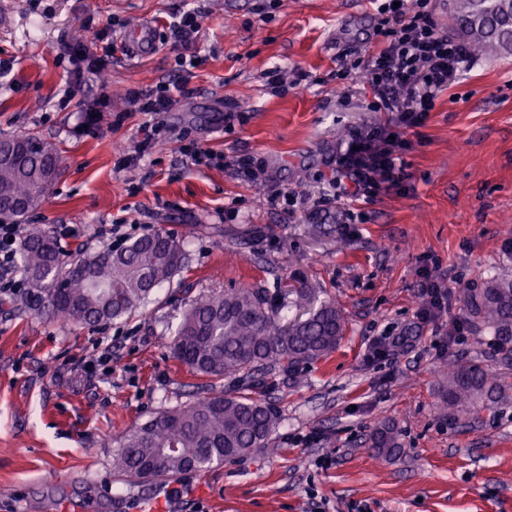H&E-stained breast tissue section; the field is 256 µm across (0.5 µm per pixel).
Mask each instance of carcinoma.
Listing matches in <instances>:
<instances>
[{
  "label": "carcinoma",
  "mask_w": 512,
  "mask_h": 512,
  "mask_svg": "<svg viewBox=\"0 0 512 512\" xmlns=\"http://www.w3.org/2000/svg\"><path fill=\"white\" fill-rule=\"evenodd\" d=\"M459 34L475 54L512 46V4L506 0H459ZM57 150L42 142L22 162H0V218L19 223L39 209L61 176ZM27 285L23 300L41 315L95 326L123 318L153 290L181 272L183 250L162 233L107 246L71 262L58 239L32 224L17 247ZM294 304L313 306L309 316L288 326L280 312ZM467 321L512 350V274L494 272L481 287L463 291ZM346 321L334 302L319 301L304 283L288 291L239 288L197 297L175 331L174 357L190 373L211 378L243 377L253 382L275 370L295 373L330 355L342 342ZM504 389L480 362L448 369L445 403L452 412L497 404ZM278 422L276 410L251 396L222 389L167 408L130 430L112 455V472L133 481L207 471L262 448ZM377 453L400 450L398 432L387 423L371 434Z\"/></svg>",
  "instance_id": "obj_1"
}]
</instances>
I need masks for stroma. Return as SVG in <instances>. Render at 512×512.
<instances>
[{"label": "stroma", "mask_w": 512, "mask_h": 512, "mask_svg": "<svg viewBox=\"0 0 512 512\" xmlns=\"http://www.w3.org/2000/svg\"><path fill=\"white\" fill-rule=\"evenodd\" d=\"M201 10L191 46L199 60L189 94L165 121L214 152L221 168L193 166L174 141L140 166L129 90L176 72L177 50L133 53L123 33L146 21L163 30L182 6ZM254 0H0V139L30 135L54 146L63 172L28 221L64 249L105 247L100 231L124 223L128 239L163 232L184 267L128 317L91 329L0 306V512H512V364L490 333L463 322L462 291L512 268V50L471 57L410 130L401 188L348 203L332 184L349 132L386 123L358 81L337 86L339 57L369 46L372 0H278L267 18ZM113 45L97 74L75 78L66 46ZM299 86L272 93L267 69ZM109 96L96 136L77 132L81 107ZM233 101L245 123L225 125ZM256 166L242 173L239 158ZM288 192L294 207L271 205ZM364 223L345 221L347 210ZM453 277L437 320L420 314L428 269ZM338 305L347 330L327 359L298 375L276 372L261 396L279 420L265 447L208 471L148 482L112 471L124 434L161 410L206 396L210 379L171 354L187 304L237 288H288L293 274ZM112 340L110 375L82 361ZM388 354L370 360L374 339ZM476 360L500 377L494 408L450 420L449 364ZM394 423L401 450L372 448L375 426Z\"/></svg>", "instance_id": "stroma-1"}]
</instances>
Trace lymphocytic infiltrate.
Returning <instances> with one entry per match:
<instances>
[{
	"label": "lymphocytic infiltrate",
	"mask_w": 512,
	"mask_h": 512,
	"mask_svg": "<svg viewBox=\"0 0 512 512\" xmlns=\"http://www.w3.org/2000/svg\"><path fill=\"white\" fill-rule=\"evenodd\" d=\"M429 5L430 0H382L381 23L367 58L339 64L337 80H347L353 70L362 69L364 87L373 97L370 111L390 115L386 125L353 132L345 150L337 154L335 183L342 196L364 200L400 186L402 156L411 147L407 130L425 122L436 98L469 60L466 45L437 28ZM193 67L192 60L180 58L172 79L131 92V109L145 120L138 128L137 151L117 157L118 168L139 165L162 136L172 135L163 116L173 109L178 95L186 93ZM22 232V225L0 224V294L19 293L23 286L13 243Z\"/></svg>",
	"instance_id": "obj_1"
}]
</instances>
